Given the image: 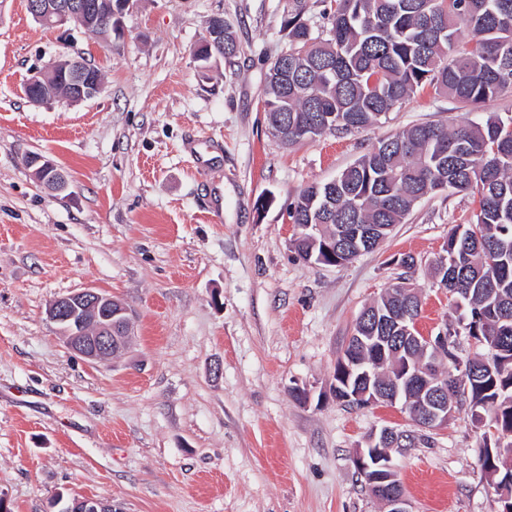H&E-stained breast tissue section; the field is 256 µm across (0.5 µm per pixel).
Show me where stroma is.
I'll return each mask as SVG.
<instances>
[{"mask_svg": "<svg viewBox=\"0 0 512 512\" xmlns=\"http://www.w3.org/2000/svg\"><path fill=\"white\" fill-rule=\"evenodd\" d=\"M288 0H132L120 37L37 23L0 0V503L56 512V499L115 512H386L355 448L382 428L412 512H502L478 462L467 407L417 426L401 404L347 407L329 389L365 306L413 255L421 335L457 317L429 263L473 220L468 195L423 199L379 248L307 264L288 211L380 139L412 125L512 116V94L478 108L417 94L381 123L294 146L268 130L261 94L288 48ZM214 16L234 62L199 61ZM67 54L104 75L92 100L35 104L29 74ZM63 171L59 193L24 165ZM93 288L133 315L132 344L103 363L70 350L47 317ZM307 398L293 399V388ZM29 160L25 161V164L28 169L34 168L32 170V174L37 178V174L44 175L49 174L51 175L49 177L46 176L43 179V182L46 183L49 181V179L53 180L54 187L60 191H66L68 188V181L65 176L63 177H57L59 174H62L60 169H58L57 165L51 160L45 157L44 155L38 154V155H30ZM56 176V177H54ZM38 179V178H37ZM41 181L40 179H38ZM42 182V181H41Z\"/></svg>", "mask_w": 512, "mask_h": 512, "instance_id": "1", "label": "stroma"}]
</instances>
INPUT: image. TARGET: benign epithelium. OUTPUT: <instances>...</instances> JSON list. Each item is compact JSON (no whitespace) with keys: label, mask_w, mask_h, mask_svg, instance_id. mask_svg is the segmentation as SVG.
Segmentation results:
<instances>
[{"label":"benign epithelium","mask_w":512,"mask_h":512,"mask_svg":"<svg viewBox=\"0 0 512 512\" xmlns=\"http://www.w3.org/2000/svg\"><path fill=\"white\" fill-rule=\"evenodd\" d=\"M131 0H105L101 5L96 0H33L30 10L33 17L55 27L69 26L84 31L100 29L104 33L114 31L112 17L123 11ZM222 34L219 19L209 21L200 45H221ZM90 69L82 57L59 56L45 70L34 71L26 80L27 97L36 104H44L58 98L56 88L48 77L67 85L63 98L72 103H81L95 98L102 80L87 77ZM32 174L51 175L54 187L63 192L68 188L66 177L57 165L38 154L25 161ZM386 231L384 227L365 225H340L335 234L322 239V253L315 256L314 263L336 265V240L341 238L351 243L354 258L364 252L372 239ZM49 320L55 323L65 336L70 349L93 362H104L127 348L131 341V322L128 308L112 296L93 289H84L63 295L53 301L47 310ZM366 316L385 332H399L410 339V323L414 321L413 307L383 308L373 302L366 308ZM359 343L350 352L339 356V370L333 374L330 389L335 399L361 406L378 403L400 402L404 411L416 424L434 429L448 422L455 403L448 400L447 374L433 371L430 365L448 354V331L441 328L434 336H424L418 345L422 354L416 363L405 362L389 375L385 386L371 384L374 364L386 354V343L391 337L360 336ZM476 425L485 430L487 451L492 445H500V433L494 421L483 414ZM400 433L384 428L371 436L364 447L354 451V462L358 472L369 475V490L387 507V512H410L408 501L397 478L392 455L384 448L398 438ZM61 512H112V504L102 499L74 497Z\"/></svg>","instance_id":"7a95c632"}]
</instances>
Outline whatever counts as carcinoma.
Returning a JSON list of instances; mask_svg holds the SVG:
<instances>
[{
	"label": "carcinoma",
	"instance_id": "1",
	"mask_svg": "<svg viewBox=\"0 0 512 512\" xmlns=\"http://www.w3.org/2000/svg\"><path fill=\"white\" fill-rule=\"evenodd\" d=\"M326 34L305 18L304 0H291L288 50L270 64L262 90L272 133L294 145L330 133L350 134L381 122L396 106L428 87L478 107L512 91V0H321ZM468 35H463V30ZM228 62L239 53L224 22ZM465 193L477 203L471 227L451 229L455 287L463 304L462 335L493 349L471 359L480 375L451 380L457 405L497 416L504 445H512V119L489 115L481 123L414 125L373 145L330 184L302 189L291 212L295 224L404 223L423 198ZM493 366V373L487 366ZM490 484L512 477L505 456L482 464Z\"/></svg>",
	"mask_w": 512,
	"mask_h": 512
}]
</instances>
